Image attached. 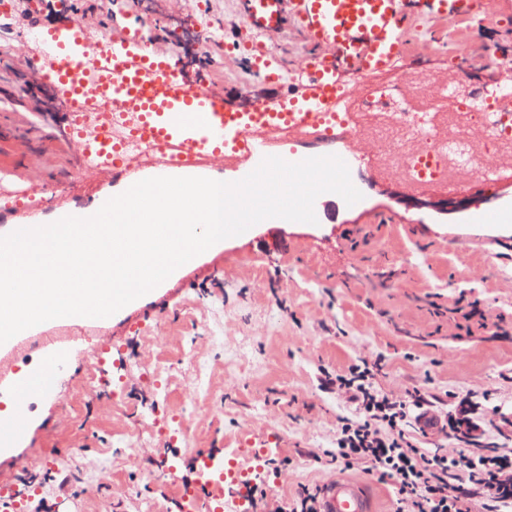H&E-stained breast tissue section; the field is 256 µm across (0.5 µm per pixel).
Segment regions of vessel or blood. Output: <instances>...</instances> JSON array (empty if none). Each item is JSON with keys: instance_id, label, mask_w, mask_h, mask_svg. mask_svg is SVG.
<instances>
[{"instance_id": "b4317fda", "label": "vessel or blood", "mask_w": 512, "mask_h": 512, "mask_svg": "<svg viewBox=\"0 0 512 512\" xmlns=\"http://www.w3.org/2000/svg\"><path fill=\"white\" fill-rule=\"evenodd\" d=\"M239 4L246 31L256 37L250 46L249 64L279 89L275 100L246 110L226 103L206 84L187 81L168 55L143 49L131 33L106 38L77 55L69 46L78 30H46L56 66L40 73L39 80L60 94L70 142L82 146L75 115L82 111L88 96L94 95L116 109L133 110L129 141L155 145L172 173L190 171L203 158H223L245 141L258 148L287 126L306 128L302 143L307 153L333 155L338 153L339 137L336 103L346 76H371L394 68L405 55L409 36L421 23L452 24L496 15L494 0H239ZM289 22L306 47L297 62L299 80L295 83L284 82L279 68L272 65L269 53L257 41L258 35L280 32ZM89 69L96 74L92 86L81 78ZM98 143L112 158L113 181L132 186L134 159L110 138H99ZM62 359V353H44L36 371L11 381L15 410L0 415V443L20 436L19 409L47 390ZM212 457L208 450L195 457L196 478L190 494L198 512H223V485L239 480L237 472L215 470ZM320 500V512L374 509L366 484L347 478L323 486Z\"/></svg>"}]
</instances>
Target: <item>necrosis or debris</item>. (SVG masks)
Instances as JSON below:
<instances>
[{"mask_svg":"<svg viewBox=\"0 0 512 512\" xmlns=\"http://www.w3.org/2000/svg\"><path fill=\"white\" fill-rule=\"evenodd\" d=\"M485 65L493 84L467 88L440 82L435 70L420 65L417 72L402 71L395 80L365 79V89L342 94L336 108L344 125L342 141L370 139L373 149L350 170L356 181L368 172L394 169L405 183L428 179L431 189L453 199L458 191L447 177L449 167L465 172L481 193L499 180L496 151L512 142V112L501 111L499 99L512 94V66L496 50H488ZM429 87L424 105H413L410 91L416 79ZM452 110L454 135L442 133L441 118Z\"/></svg>","mask_w":512,"mask_h":512,"instance_id":"4bbe7bcc","label":"necrosis or debris"}]
</instances>
